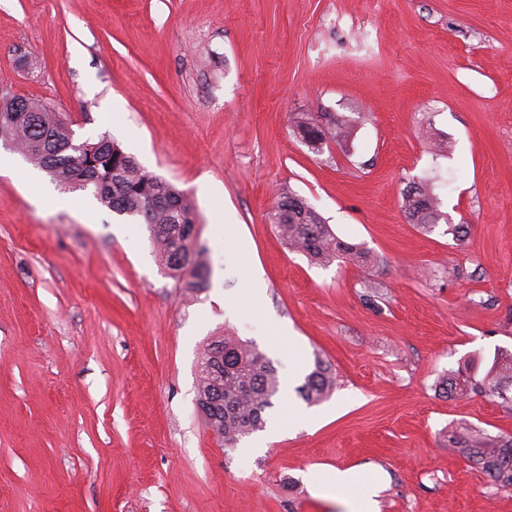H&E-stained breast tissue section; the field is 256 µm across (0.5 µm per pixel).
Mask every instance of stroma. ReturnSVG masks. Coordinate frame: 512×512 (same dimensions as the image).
Here are the masks:
<instances>
[{
  "instance_id": "1",
  "label": "stroma",
  "mask_w": 512,
  "mask_h": 512,
  "mask_svg": "<svg viewBox=\"0 0 512 512\" xmlns=\"http://www.w3.org/2000/svg\"><path fill=\"white\" fill-rule=\"evenodd\" d=\"M0 91L183 190L212 265L183 291L137 217L89 191L41 200L51 177L0 143V512H345L307 483L336 468L382 474L380 512H512V487L448 445L465 425L512 436V405L441 384L512 352V0H0ZM301 113L348 135L310 145ZM425 183L448 216L429 229L402 209ZM285 192L364 260L291 251L272 222ZM219 224L261 301L225 272ZM226 330L279 369L299 346L266 420L314 422L224 447L196 395ZM319 359L339 385L311 405L296 388ZM216 238L220 240L222 246L224 244L225 257H236L243 269H246L247 276L245 282L249 284L251 290L255 294L257 300L261 297L262 288L261 279L257 271L251 267L250 273L247 270L246 262L241 255L239 241L234 237V226L231 224L216 225ZM227 254V256H226Z\"/></svg>"
}]
</instances>
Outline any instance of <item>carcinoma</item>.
Listing matches in <instances>:
<instances>
[{
    "mask_svg": "<svg viewBox=\"0 0 512 512\" xmlns=\"http://www.w3.org/2000/svg\"><path fill=\"white\" fill-rule=\"evenodd\" d=\"M14 99V95L0 97V129L10 132L20 153L62 187L90 189L108 209L142 218L157 255L180 287L188 292L209 287L207 249L199 244L195 208L184 192L142 167L106 133L88 141L89 148L76 150L62 113L31 98L17 108ZM296 130L310 143L325 138V128L312 116L299 118ZM403 207L414 223L426 227L443 218L438 198L427 190L415 197L404 195ZM272 219L289 247L314 264L362 257L356 245L336 236L317 212L292 194L281 197ZM335 385L332 371L317 360L297 392L306 402L318 403ZM470 387L512 403L507 395L512 389V353L496 356L484 377ZM282 393L277 368L255 345L226 335L206 342L198 362L196 407L224 447L232 448L241 438L263 430L266 410ZM448 442L496 483L512 486V436L492 437L465 427L460 433L450 432Z\"/></svg>",
    "mask_w": 512,
    "mask_h": 512,
    "instance_id": "cac0c4a2",
    "label": "carcinoma"
}]
</instances>
